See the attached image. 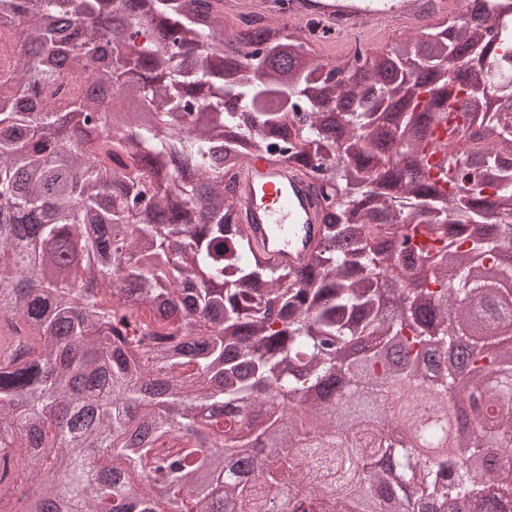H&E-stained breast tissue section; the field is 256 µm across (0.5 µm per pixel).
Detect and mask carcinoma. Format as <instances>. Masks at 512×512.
Segmentation results:
<instances>
[{"label":"carcinoma","mask_w":512,"mask_h":512,"mask_svg":"<svg viewBox=\"0 0 512 512\" xmlns=\"http://www.w3.org/2000/svg\"><path fill=\"white\" fill-rule=\"evenodd\" d=\"M456 2L336 62L224 0H0V502L23 458L29 512H512V0ZM255 154L315 190L302 270L244 230ZM426 390L463 467L393 438Z\"/></svg>","instance_id":"cac0c4a2"}]
</instances>
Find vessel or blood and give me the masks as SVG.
<instances>
[{"label": "vessel or blood", "mask_w": 512, "mask_h": 512, "mask_svg": "<svg viewBox=\"0 0 512 512\" xmlns=\"http://www.w3.org/2000/svg\"><path fill=\"white\" fill-rule=\"evenodd\" d=\"M446 7L447 0H291L288 17L341 36L417 25ZM237 196L253 246L292 267L303 266L304 243L316 237L320 224L307 179L293 165L256 155L239 179Z\"/></svg>", "instance_id": "1"}]
</instances>
